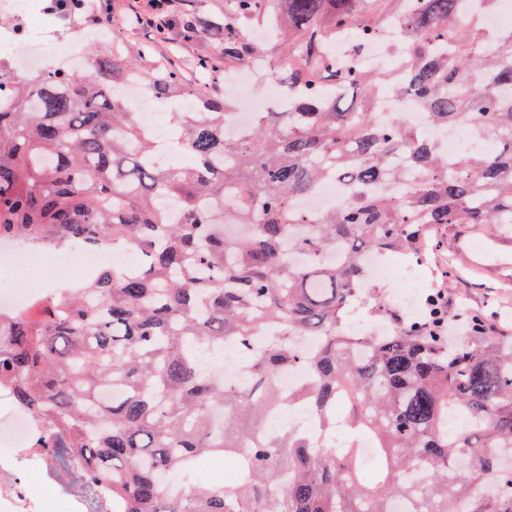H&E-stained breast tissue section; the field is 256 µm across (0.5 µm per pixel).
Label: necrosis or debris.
Segmentation results:
<instances>
[{"label":"necrosis or debris","instance_id":"necrosis-or-debris-1","mask_svg":"<svg viewBox=\"0 0 512 512\" xmlns=\"http://www.w3.org/2000/svg\"><path fill=\"white\" fill-rule=\"evenodd\" d=\"M4 7L6 12L31 21L22 33L0 28V56L13 70L37 74L51 59L88 66V59L80 58L62 36L41 21L40 0H5ZM63 260V253L54 246L0 239V326L13 314L34 310L42 300L60 294L61 283L70 279ZM364 264L369 282L400 277L402 289L397 300L409 314L417 313L419 264L410 261L396 269L376 256L367 257ZM53 435V427L40 417L14 406L9 387L0 384V512H85L86 504L78 494L53 502L30 481L35 473L53 474L54 457L43 446Z\"/></svg>","mask_w":512,"mask_h":512}]
</instances>
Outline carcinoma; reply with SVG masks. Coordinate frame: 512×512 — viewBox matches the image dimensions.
<instances>
[{
    "label": "carcinoma",
    "mask_w": 512,
    "mask_h": 512,
    "mask_svg": "<svg viewBox=\"0 0 512 512\" xmlns=\"http://www.w3.org/2000/svg\"><path fill=\"white\" fill-rule=\"evenodd\" d=\"M463 2L226 0L224 17L195 18L196 41L224 31L200 72L266 57L288 85V109L234 141L226 102L204 91L199 111L171 113L174 138L137 122L118 86L136 79L159 101L185 86L172 68H142L151 45L131 59L118 40L85 72L26 78L0 59V238L110 242L142 258L0 330V380L55 422L52 447L80 463L105 512H394L398 497L407 512H512V335L473 314L450 344L447 309L395 314L361 265L368 254L423 257L439 224H512V27L485 30ZM392 21L394 71L336 56V39L355 56ZM258 25L269 43L252 39ZM389 92L495 149L448 156L375 112ZM164 143L188 164L156 165ZM331 179L345 188L337 210L296 208ZM226 218L247 233L228 237ZM359 304L390 332L350 335ZM263 329L277 335L249 359L248 389L203 368ZM303 337L316 340L306 352ZM297 365L310 379L285 396L277 374ZM295 399L318 414L322 440L266 432L269 412ZM341 403L348 433L371 436L385 459L378 472L336 444ZM203 456L233 464L238 482L202 480Z\"/></svg>",
    "instance_id": "1"
}]
</instances>
